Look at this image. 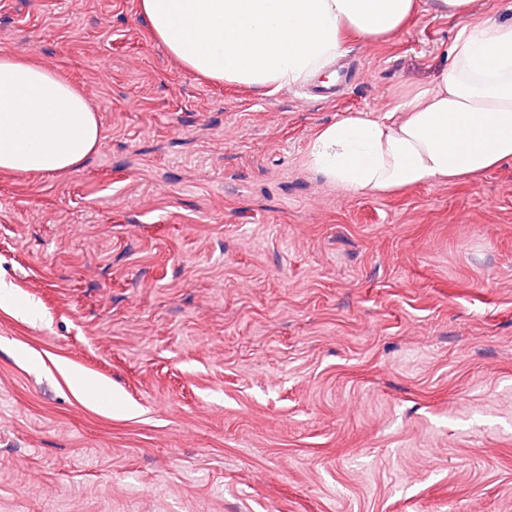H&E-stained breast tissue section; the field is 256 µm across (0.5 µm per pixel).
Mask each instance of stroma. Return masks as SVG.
Returning <instances> with one entry per match:
<instances>
[{
  "label": "stroma",
  "instance_id": "1",
  "mask_svg": "<svg viewBox=\"0 0 512 512\" xmlns=\"http://www.w3.org/2000/svg\"><path fill=\"white\" fill-rule=\"evenodd\" d=\"M488 18L512 0L350 41L327 102L189 71L139 0H0V52L102 130L0 170V512H512V162L381 195L305 164Z\"/></svg>",
  "mask_w": 512,
  "mask_h": 512
}]
</instances>
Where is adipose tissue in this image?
Here are the masks:
<instances>
[{"label":"adipose tissue","instance_id":"adipose-tissue-1","mask_svg":"<svg viewBox=\"0 0 512 512\" xmlns=\"http://www.w3.org/2000/svg\"><path fill=\"white\" fill-rule=\"evenodd\" d=\"M421 0H140L153 33L202 76L268 91L324 72L344 35L388 39ZM438 81L393 111H359L323 126L306 158L325 181L386 194L482 174L512 161V22L460 29ZM81 88L10 53L0 54V169L64 173L100 143Z\"/></svg>","mask_w":512,"mask_h":512}]
</instances>
